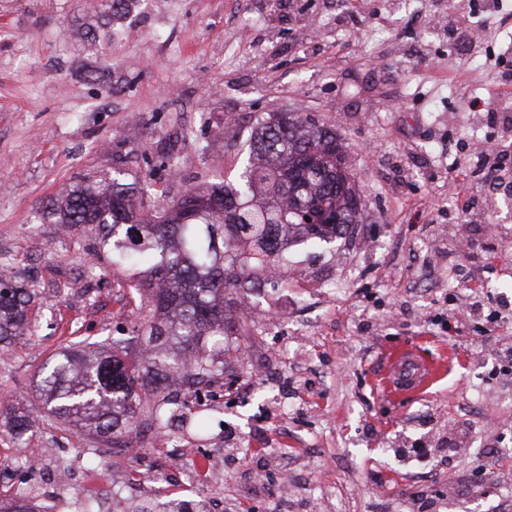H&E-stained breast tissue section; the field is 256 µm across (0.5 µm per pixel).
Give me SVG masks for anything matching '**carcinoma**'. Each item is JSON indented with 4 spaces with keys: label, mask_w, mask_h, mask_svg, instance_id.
Segmentation results:
<instances>
[{
    "label": "carcinoma",
    "mask_w": 512,
    "mask_h": 512,
    "mask_svg": "<svg viewBox=\"0 0 512 512\" xmlns=\"http://www.w3.org/2000/svg\"><path fill=\"white\" fill-rule=\"evenodd\" d=\"M137 0H99L115 23ZM363 203L348 146L335 130L298 112L257 121L247 164L234 182L193 185L178 197L149 192L117 174L62 189L45 219L69 231H95L92 255L122 276L150 319L91 352L67 346L51 356L38 383L43 412L94 436L114 439L136 424V410L156 428L178 420L198 428L189 401L169 399L181 374L187 393L239 359L250 319L237 313L264 274L288 263L296 242L331 244L362 222ZM0 265V348L36 336L33 282ZM142 347L138 367L120 352ZM4 426L31 428L27 411L9 406Z\"/></svg>",
    "instance_id": "obj_1"
}]
</instances>
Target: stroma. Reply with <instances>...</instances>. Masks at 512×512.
<instances>
[{
	"mask_svg": "<svg viewBox=\"0 0 512 512\" xmlns=\"http://www.w3.org/2000/svg\"><path fill=\"white\" fill-rule=\"evenodd\" d=\"M466 0H139L105 54L71 34L89 0H0V263L35 281L34 342L0 350V397L29 407L17 442L0 425V498L30 484L36 512H128L216 499L217 512H419L442 491L447 512H497L464 494L463 474L489 450L512 472V199L496 195L473 223L458 192L482 188L473 152L490 133L476 100L512 97L491 52L512 46V0L482 47L458 65L429 29L432 12ZM300 112L344 138L364 222L330 245L302 243L272 286L252 294L241 361L223 399L200 408L205 433L173 446L139 417L119 441L89 436L40 409L37 374L61 347L120 335L139 301L92 243L44 222L58 191L121 172L177 196L235 180L256 117ZM172 167H156L158 154ZM492 282L486 290L484 282ZM483 314L456 324L458 309ZM415 346L425 390L378 386L390 353ZM432 460L420 465L417 446ZM54 448L40 471L25 448ZM182 471L159 479L167 459ZM69 485L55 487L56 470ZM293 479L288 496L277 485Z\"/></svg>",
	"mask_w": 512,
	"mask_h": 512,
	"instance_id": "35a3bbf8",
	"label": "stroma"
}]
</instances>
